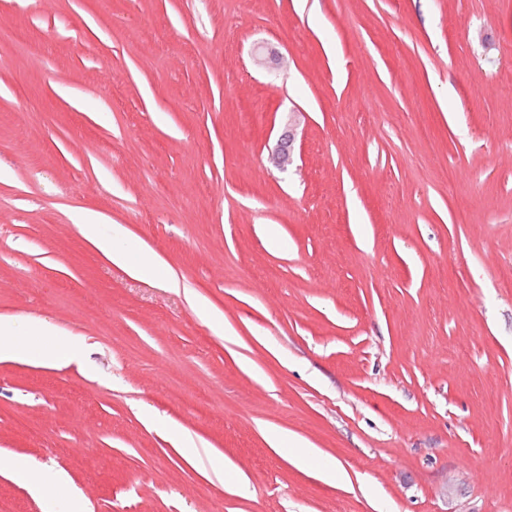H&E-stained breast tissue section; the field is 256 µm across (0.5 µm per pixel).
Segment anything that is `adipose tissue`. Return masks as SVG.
<instances>
[{
    "label": "adipose tissue",
    "instance_id": "ef3b65f1",
    "mask_svg": "<svg viewBox=\"0 0 512 512\" xmlns=\"http://www.w3.org/2000/svg\"><path fill=\"white\" fill-rule=\"evenodd\" d=\"M76 227L82 238L101 252L109 263L127 269L135 278L159 280L168 287H178V279L169 272L161 258L147 245L134 242L125 227L116 224L111 234H104L101 218L85 213L79 216ZM84 351L82 337L62 331L51 323L31 322L22 327L16 319L0 318V361L54 358L69 363L81 360ZM269 443L298 463L317 470L327 484L336 485L345 479L335 460L322 456L318 449L304 440L275 433L270 436ZM5 466L17 481L33 483L35 491L47 495L46 512H76V496L62 492L67 483L63 470L50 468L36 476L29 461L21 457L7 460Z\"/></svg>",
    "mask_w": 512,
    "mask_h": 512
}]
</instances>
